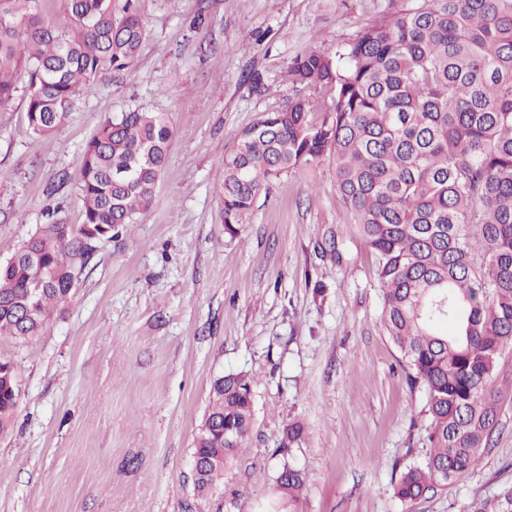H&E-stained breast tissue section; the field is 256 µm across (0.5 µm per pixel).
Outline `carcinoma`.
<instances>
[{
  "label": "carcinoma",
  "mask_w": 512,
  "mask_h": 512,
  "mask_svg": "<svg viewBox=\"0 0 512 512\" xmlns=\"http://www.w3.org/2000/svg\"><path fill=\"white\" fill-rule=\"evenodd\" d=\"M39 0H0V103L26 81V121L45 137L81 96L138 55L146 29L132 5L66 0V23ZM289 81L305 95L244 130L224 160V233L271 179L327 158L336 190L376 260L381 323L424 388V457L401 472L395 496L413 501L471 470L497 418L498 359L512 348V0H416L336 53L294 58ZM173 128L160 112H126L88 141L77 182L82 222L55 207L0 264V335L39 336L101 240L118 237L152 205ZM0 360V436L21 396ZM253 407L250 378L214 381L194 440L198 493L224 480ZM305 474L286 461L267 512H296ZM466 512H512V485Z\"/></svg>",
  "instance_id": "cac0c4a2"
}]
</instances>
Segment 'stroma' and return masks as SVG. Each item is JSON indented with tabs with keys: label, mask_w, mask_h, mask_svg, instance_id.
Masks as SVG:
<instances>
[{
	"label": "stroma",
	"mask_w": 512,
	"mask_h": 512,
	"mask_svg": "<svg viewBox=\"0 0 512 512\" xmlns=\"http://www.w3.org/2000/svg\"><path fill=\"white\" fill-rule=\"evenodd\" d=\"M146 28L138 57L84 95L48 139L26 94L0 104V259L45 223L46 188L79 223L86 142L105 119L166 113L174 130L151 208L100 242L44 333L0 336L22 396L0 437V512H259L284 461L299 512H464L512 482V348L498 424L471 471L426 497L394 483L426 452L425 393L380 321L374 257L329 162L274 179L224 233L219 184L237 134L299 92L290 61L335 53L414 0H112ZM257 72L267 88L252 89ZM252 380V427L213 495H195L194 438L214 380ZM303 436L285 447L286 428Z\"/></svg>",
	"instance_id": "35a3bbf8"
}]
</instances>
